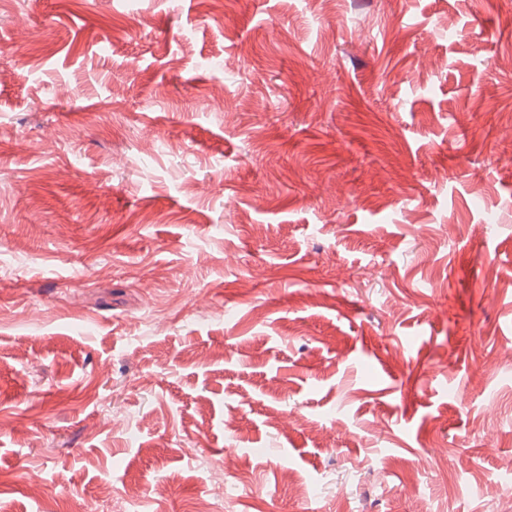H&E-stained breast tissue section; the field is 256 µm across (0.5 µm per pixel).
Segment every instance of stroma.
I'll use <instances>...</instances> for the list:
<instances>
[{
	"instance_id": "1",
	"label": "stroma",
	"mask_w": 512,
	"mask_h": 512,
	"mask_svg": "<svg viewBox=\"0 0 512 512\" xmlns=\"http://www.w3.org/2000/svg\"><path fill=\"white\" fill-rule=\"evenodd\" d=\"M365 3L0 0V512H512V0Z\"/></svg>"
}]
</instances>
